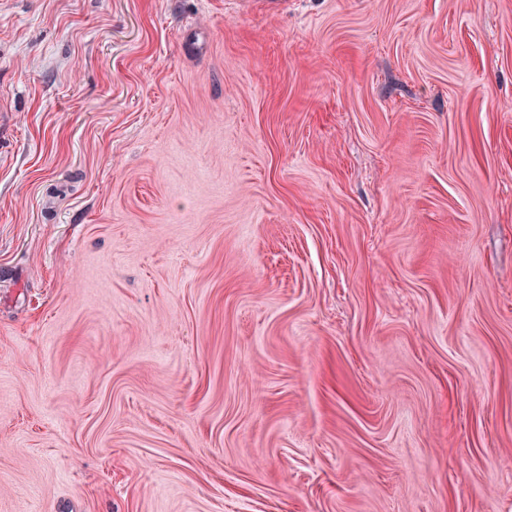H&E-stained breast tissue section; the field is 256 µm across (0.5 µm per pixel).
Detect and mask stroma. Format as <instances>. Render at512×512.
<instances>
[{"instance_id": "1", "label": "stroma", "mask_w": 512, "mask_h": 512, "mask_svg": "<svg viewBox=\"0 0 512 512\" xmlns=\"http://www.w3.org/2000/svg\"><path fill=\"white\" fill-rule=\"evenodd\" d=\"M0 512H512V0H0Z\"/></svg>"}]
</instances>
